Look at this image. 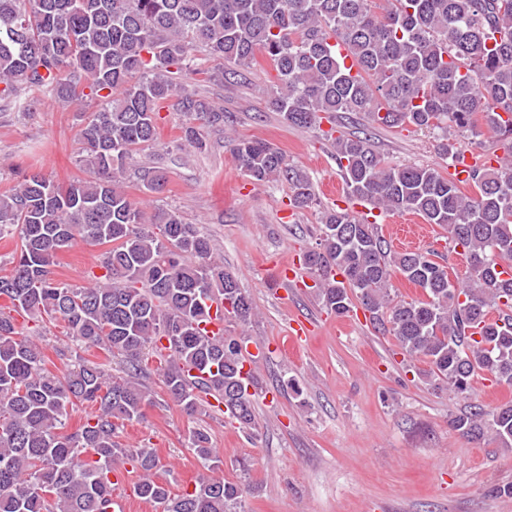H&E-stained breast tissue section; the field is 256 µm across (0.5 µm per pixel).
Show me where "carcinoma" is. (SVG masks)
Here are the masks:
<instances>
[{
    "mask_svg": "<svg viewBox=\"0 0 512 512\" xmlns=\"http://www.w3.org/2000/svg\"><path fill=\"white\" fill-rule=\"evenodd\" d=\"M259 55L276 72L272 104L292 126L364 114L378 127L435 133L453 163L463 139L488 132L501 146V156H474L462 182L394 164L366 136L334 138L348 197L440 225L468 260L465 279L449 282L429 253L391 250L378 225L349 207L321 211L320 243L304 264L323 308L345 316L358 301L374 328L427 360L431 386L462 397L483 371L512 388V272L503 270L512 264V0H0V107L25 113L37 95L100 104L78 133L91 179L60 186L33 172L0 192V240L15 242L0 274L10 304L0 309V512H112L120 464L139 472L137 496L163 512H240L241 486L210 476L220 459L207 432L190 431L204 472L178 495L156 476L155 449L117 441L153 404L144 383L153 358L165 394L189 418L211 396L247 428L257 388L243 377L241 341L203 329L213 318L251 320L237 274L203 225L171 210L146 220L117 173L158 140V114L173 101L198 121L181 127L180 141L204 150L202 129L224 125V110L196 89L211 77L199 59L248 68ZM232 153L248 180L284 179L293 207L317 205L308 175L271 143L239 139ZM141 178L151 192L165 187L157 170ZM79 241L106 246L105 275L81 286L54 272ZM396 275L420 297L397 298ZM19 316L64 322L77 348L120 358V372L81 358L50 371ZM78 402L92 411L67 433ZM450 425L471 439L490 429L512 447L511 404L474 406Z\"/></svg>",
    "mask_w": 512,
    "mask_h": 512,
    "instance_id": "carcinoma-1",
    "label": "carcinoma"
}]
</instances>
